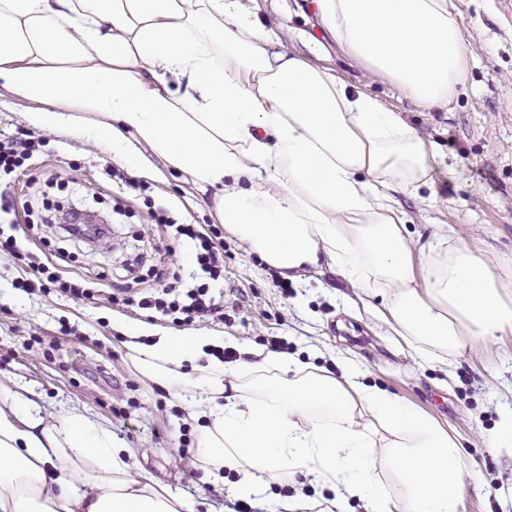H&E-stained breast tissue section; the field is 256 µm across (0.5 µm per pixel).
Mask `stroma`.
<instances>
[{
  "mask_svg": "<svg viewBox=\"0 0 512 512\" xmlns=\"http://www.w3.org/2000/svg\"><path fill=\"white\" fill-rule=\"evenodd\" d=\"M469 45L465 77L448 103L424 107L387 79L369 77L322 25L315 0H258V18L288 32L287 49L316 53L346 81L389 103L440 150L431 187L403 197L411 237L433 225L512 262V0H448ZM38 103L0 104V142L31 143L33 158L0 179V233L59 273L92 277L96 293L71 299L57 284L26 293L27 262L0 254V382L33 392L54 416L81 413L100 421L137 451L163 486L196 504V512H235L231 492L207 482L193 458L189 407L143 378L127 359L125 329L141 336H220L225 349L251 345L312 359L335 370L337 353L354 358L366 381L428 412L458 435L480 474L467 484L458 512H512V451L488 454L485 439L512 407V334L500 356L475 351L451 374L420 365L368 314L356 290L331 271L305 270L280 290L281 275L217 224L212 195L182 175L138 177L115 163L111 149L77 126L47 127L29 115ZM98 212L110 241L89 248L57 235L43 221V200ZM168 218L161 226L159 218ZM215 233L224 247V277L211 281L192 262L193 242L174 224ZM184 285L207 286L222 311L178 326L172 316L138 308L156 295V268Z\"/></svg>",
  "mask_w": 512,
  "mask_h": 512,
  "instance_id": "35a3bbf8",
  "label": "stroma"
}]
</instances>
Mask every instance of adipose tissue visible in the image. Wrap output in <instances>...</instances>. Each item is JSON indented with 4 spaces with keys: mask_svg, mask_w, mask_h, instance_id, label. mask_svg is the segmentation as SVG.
<instances>
[{
    "mask_svg": "<svg viewBox=\"0 0 512 512\" xmlns=\"http://www.w3.org/2000/svg\"><path fill=\"white\" fill-rule=\"evenodd\" d=\"M337 43L419 103L447 102L469 47L448 0H316ZM260 24L244 0H0V99L37 120H82L139 175L180 173L212 193L219 223L278 271L327 268L420 363L494 354L512 333V268L433 231L412 240L399 195L432 184L437 147L399 112ZM424 258L415 267V255ZM220 336H130L139 374L200 397L194 454L238 498L312 475L366 512H457L476 479L457 437L355 361L312 370L298 355ZM233 473L225 483V473ZM0 512H195L137 452L83 414L49 416L0 384Z\"/></svg>",
    "mask_w": 512,
    "mask_h": 512,
    "instance_id": "adipose-tissue-1",
    "label": "adipose tissue"
}]
</instances>
